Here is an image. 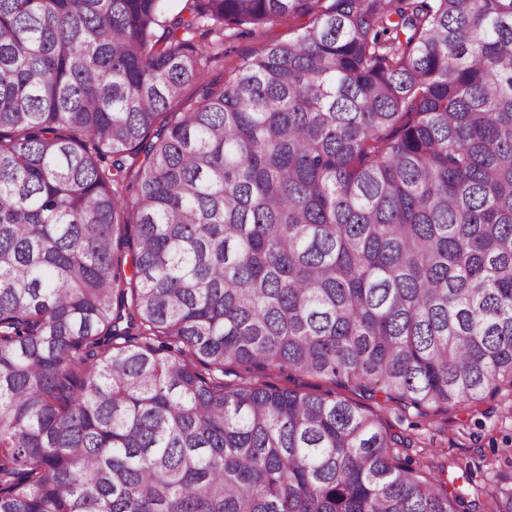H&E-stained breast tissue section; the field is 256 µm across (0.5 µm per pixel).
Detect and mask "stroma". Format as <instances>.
Returning a JSON list of instances; mask_svg holds the SVG:
<instances>
[{
    "label": "stroma",
    "mask_w": 512,
    "mask_h": 512,
    "mask_svg": "<svg viewBox=\"0 0 512 512\" xmlns=\"http://www.w3.org/2000/svg\"><path fill=\"white\" fill-rule=\"evenodd\" d=\"M303 24L300 18H284L257 30L227 31L224 55L208 64V79L227 78L243 58L260 53L268 43L294 38ZM360 403L380 414L392 433L408 439L410 446L401 449V456L435 466L449 464L457 473L471 470L482 487L495 472L512 474V396L507 392L467 406L432 408L422 416L380 392L361 397Z\"/></svg>",
    "instance_id": "obj_1"
}]
</instances>
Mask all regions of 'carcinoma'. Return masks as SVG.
<instances>
[{"label": "carcinoma", "instance_id": "carcinoma-1", "mask_svg": "<svg viewBox=\"0 0 512 512\" xmlns=\"http://www.w3.org/2000/svg\"><path fill=\"white\" fill-rule=\"evenodd\" d=\"M167 12L0 0V512L477 506L352 401L224 376L512 389V0ZM308 17L280 19L258 30H226L224 36V57L207 66L208 80H223L245 57L260 53L266 44L294 38Z\"/></svg>", "mask_w": 512, "mask_h": 512}]
</instances>
